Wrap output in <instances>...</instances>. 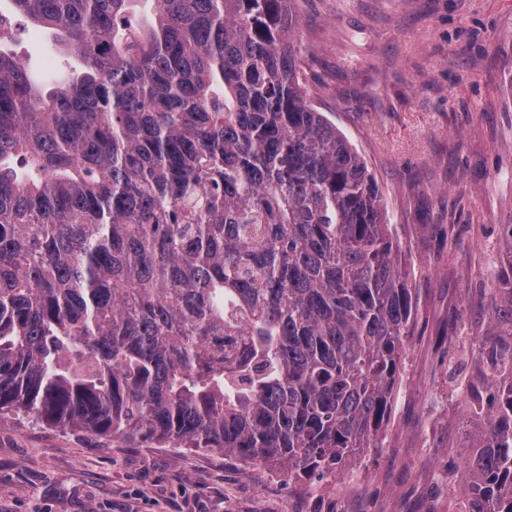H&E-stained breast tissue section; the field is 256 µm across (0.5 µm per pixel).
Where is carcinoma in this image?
<instances>
[{
  "instance_id": "cac0c4a2",
  "label": "carcinoma",
  "mask_w": 512,
  "mask_h": 512,
  "mask_svg": "<svg viewBox=\"0 0 512 512\" xmlns=\"http://www.w3.org/2000/svg\"><path fill=\"white\" fill-rule=\"evenodd\" d=\"M83 61L0 51V412L340 473L417 315L378 185L312 103L294 0H8ZM465 512H512V248Z\"/></svg>"
}]
</instances>
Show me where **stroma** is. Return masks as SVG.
<instances>
[{
	"instance_id": "1",
	"label": "stroma",
	"mask_w": 512,
	"mask_h": 512,
	"mask_svg": "<svg viewBox=\"0 0 512 512\" xmlns=\"http://www.w3.org/2000/svg\"><path fill=\"white\" fill-rule=\"evenodd\" d=\"M315 105L364 157L414 277L389 416L344 473L288 476L0 416V512H457L477 361L512 224V0H297ZM35 70L79 62L31 28ZM459 239L443 249V225Z\"/></svg>"
}]
</instances>
